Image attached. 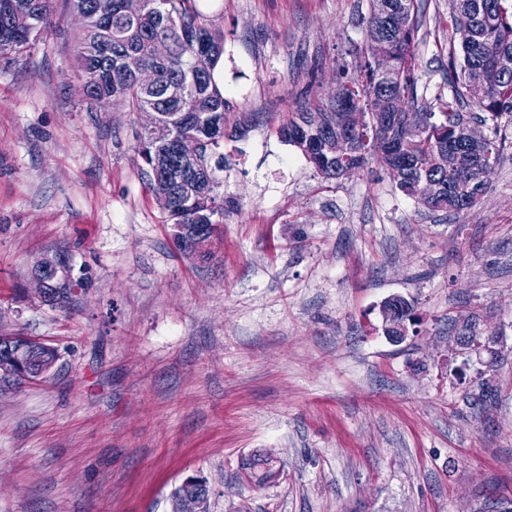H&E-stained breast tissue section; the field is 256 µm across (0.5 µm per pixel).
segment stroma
<instances>
[{
  "label": "stroma",
  "mask_w": 512,
  "mask_h": 512,
  "mask_svg": "<svg viewBox=\"0 0 512 512\" xmlns=\"http://www.w3.org/2000/svg\"><path fill=\"white\" fill-rule=\"evenodd\" d=\"M224 31V196L208 261L176 247L138 114L88 111L55 36L0 62V333L54 346L0 387V512H512V146L457 218L379 160L327 180L278 127L331 100L368 0H201ZM417 106L458 37L425 0ZM82 279L65 306L34 268ZM414 307L396 343L382 306ZM495 402L472 409L481 380Z\"/></svg>",
  "instance_id": "1"
}]
</instances>
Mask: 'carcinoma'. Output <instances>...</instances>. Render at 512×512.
<instances>
[{"label": "carcinoma", "mask_w": 512, "mask_h": 512, "mask_svg": "<svg viewBox=\"0 0 512 512\" xmlns=\"http://www.w3.org/2000/svg\"><path fill=\"white\" fill-rule=\"evenodd\" d=\"M124 0H67L72 12L85 16L73 48L74 64L89 106L108 111L113 98L127 111L152 109L159 113L155 152L159 165L140 164L150 192L166 194L170 224L186 225L174 239L188 257L209 258L199 246L196 225L214 224L213 238L223 233L224 193L218 172L224 170V113L230 101L216 84L214 73L224 55V31L204 12L198 0H143L140 13L128 17ZM451 26L460 35L461 61H448V100L440 113L424 109L398 111L402 100L417 99L419 63L417 31L422 0H369L362 25L365 39L356 47L359 75L344 82L347 101L338 104L303 102L297 105L278 134L298 148L326 179L352 178L377 158L391 172L398 188L433 212L463 214L485 193L499 159L502 142L485 134L480 125L461 118L458 105L483 113L481 125L512 115V0H450ZM13 0H0V59L12 60L53 32L66 31L53 22L54 0H27L26 20L11 15ZM467 14L462 25L457 16ZM156 39L170 46L169 57L151 51ZM385 55L377 59L374 52ZM156 72L157 85L145 90L136 70ZM350 136L348 151L330 152V140ZM457 153L450 170L443 159ZM73 281L50 280L46 301L68 299ZM414 308L401 296L385 301L386 334L415 323ZM19 336H0V371L20 363L30 374L58 359L51 345ZM471 405L483 409L495 400L489 381L469 394Z\"/></svg>", "instance_id": "carcinoma-1"}]
</instances>
